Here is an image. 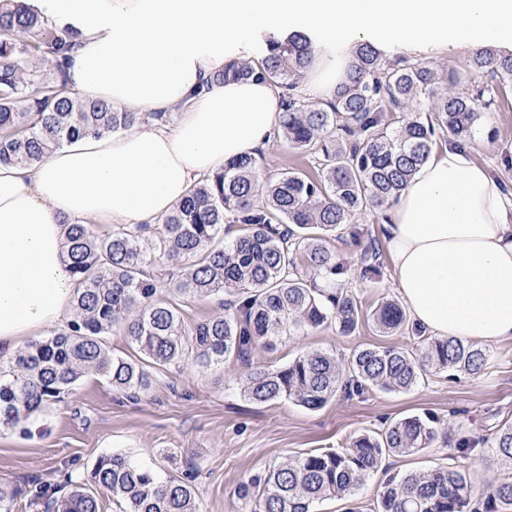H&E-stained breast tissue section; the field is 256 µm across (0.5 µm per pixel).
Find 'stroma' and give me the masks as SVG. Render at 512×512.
Masks as SVG:
<instances>
[{
	"instance_id": "obj_1",
	"label": "stroma",
	"mask_w": 512,
	"mask_h": 512,
	"mask_svg": "<svg viewBox=\"0 0 512 512\" xmlns=\"http://www.w3.org/2000/svg\"><path fill=\"white\" fill-rule=\"evenodd\" d=\"M473 158L485 165L504 191L512 192V94L480 109L465 141ZM262 176L296 168L315 174L314 162L273 137L256 155ZM365 236L333 240L350 269L344 287L366 307L380 298H398L390 259L382 261L375 281L358 279L355 268L370 240L383 237V214L356 216ZM412 347V337L387 335L366 321L350 336L328 326L290 336L274 348L256 349L249 364L230 359L215 369L146 364L151 386L132 398L89 374L72 390L50 402L25 427L0 429V484L17 492L14 512H43L27 507L32 491L62 487L68 475L87 472L101 455L124 452L161 479L194 475L201 512H247L237 488L248 477L284 456L321 448H340L360 433L376 431L408 416L436 419L439 435L409 456H392L361 487L354 501L327 500L316 512H347L352 502L369 506L389 472L426 471L447 463L451 443L463 438L493 437L512 423V343L487 346L488 362L478 375L449 377L431 373L407 391L338 392L324 407L307 410L287 400L254 404L243 396L239 379L247 366L275 368L310 351H327L349 362L359 348Z\"/></svg>"
}]
</instances>
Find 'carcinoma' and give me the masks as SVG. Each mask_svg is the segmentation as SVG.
<instances>
[{
    "instance_id": "cac0c4a2",
    "label": "carcinoma",
    "mask_w": 512,
    "mask_h": 512,
    "mask_svg": "<svg viewBox=\"0 0 512 512\" xmlns=\"http://www.w3.org/2000/svg\"><path fill=\"white\" fill-rule=\"evenodd\" d=\"M71 33L33 10L27 0H0V163L36 166L81 137L110 135L141 121L166 124L169 112H134L72 97L58 56ZM259 71L281 91L277 134L301 154L313 155L321 175L297 169L259 176L245 157L194 185L152 224L67 225L65 261L75 282L73 313L64 329L0 357V428L26 422L88 374L132 397L149 387L141 361L115 356L102 337L122 331L139 353L159 365L215 368L233 357L248 361L257 346L335 324L343 335L373 320L384 333L406 332L405 310L386 300L363 308L353 292L336 287L347 266L329 239L366 210H384L399 198L439 139L471 137L479 102L489 107L512 86V53L479 49L466 73H438L407 58L385 59L359 45L330 101L311 108L298 94L313 64L306 37L270 38ZM490 78L467 91L448 87ZM428 100L422 113V100ZM236 235L224 241V230ZM379 249L361 255L359 276L380 273ZM230 296L220 310L194 321L170 296ZM488 354L472 343L428 338L416 350L368 346L347 364L323 351L287 365L250 368L241 392L250 402L286 399L308 410L323 407L338 390L403 391L431 371L480 373ZM437 437L427 421L410 416L379 432H364L346 448L285 457L242 482L238 497L250 512H315L328 498H351L383 457L426 448ZM486 442L458 441L450 463L426 472L389 474L378 485L371 512H512V476L496 479L480 499L454 460ZM498 464L512 471V424L491 440ZM56 498L39 488L29 506L52 512H200L187 479L161 481L123 452L99 456L86 476Z\"/></svg>"
}]
</instances>
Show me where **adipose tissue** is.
Returning <instances> with one entry per match:
<instances>
[{
  "label": "adipose tissue",
  "mask_w": 512,
  "mask_h": 512,
  "mask_svg": "<svg viewBox=\"0 0 512 512\" xmlns=\"http://www.w3.org/2000/svg\"><path fill=\"white\" fill-rule=\"evenodd\" d=\"M75 35L64 67L73 96L177 111L85 137L35 167L0 165V351L67 319L74 284L66 223L137 224L169 213L202 178L273 138L279 91L257 76L264 31L316 49L311 95L331 99L354 44L512 46V0H28ZM396 288L416 322L443 338L512 342V197L468 149L433 152L384 226Z\"/></svg>",
  "instance_id": "adipose-tissue-1"
}]
</instances>
